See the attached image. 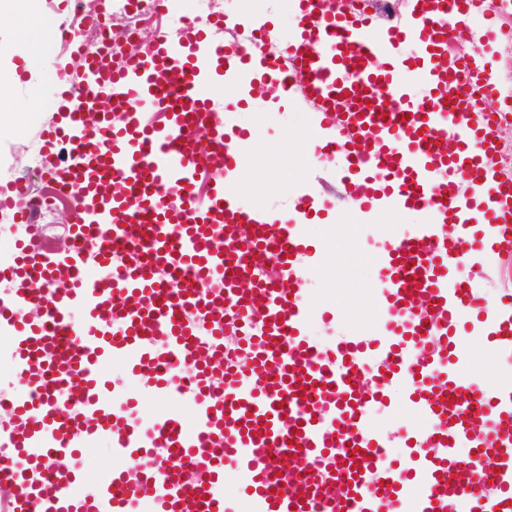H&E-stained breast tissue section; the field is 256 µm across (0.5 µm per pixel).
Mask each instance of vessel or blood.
Masks as SVG:
<instances>
[{
	"label": "vessel or blood",
	"instance_id": "1",
	"mask_svg": "<svg viewBox=\"0 0 512 512\" xmlns=\"http://www.w3.org/2000/svg\"><path fill=\"white\" fill-rule=\"evenodd\" d=\"M298 9L284 36L252 13L200 14L179 39L158 34L117 68L98 50L80 81L54 85L55 138L77 159L51 174L72 200L70 245L18 240L0 265L10 512H234L235 498L249 512H512V381L471 378L476 347L455 338L474 318L512 357V296L488 304L474 285L477 258L512 253V172L485 108L499 89L490 58L448 54L457 38L496 41L498 16L484 0H410L384 24L321 0ZM226 25L232 39L213 40ZM259 80L299 89L355 210L427 215L376 246L375 322L332 348L308 334V278L335 265V247L232 190L248 134L215 88L243 97ZM149 107L161 123L145 122ZM446 136L454 152L437 150ZM23 195L0 184L20 224L38 210ZM116 365L136 390L106 380ZM149 397L189 399L192 417L143 426ZM375 404L415 435L408 467L385 461ZM102 441L116 464L98 473L85 459Z\"/></svg>",
	"mask_w": 512,
	"mask_h": 512
}]
</instances>
